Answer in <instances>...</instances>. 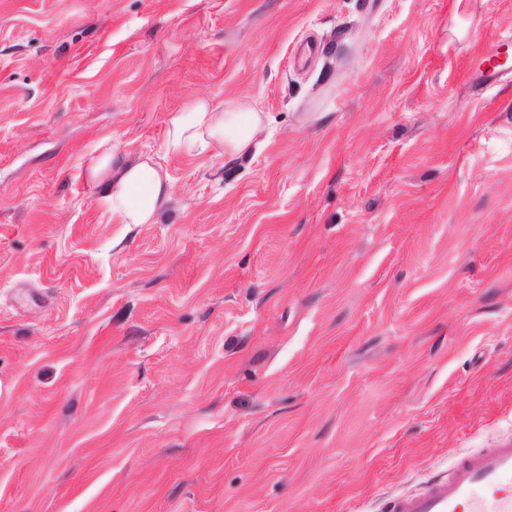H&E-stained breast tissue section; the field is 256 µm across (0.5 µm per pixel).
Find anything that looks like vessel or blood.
<instances>
[{"instance_id":"vessel-or-blood-1","label":"vessel or blood","mask_w":512,"mask_h":512,"mask_svg":"<svg viewBox=\"0 0 512 512\" xmlns=\"http://www.w3.org/2000/svg\"><path fill=\"white\" fill-rule=\"evenodd\" d=\"M386 512H512V443L460 457L447 476L391 498Z\"/></svg>"}]
</instances>
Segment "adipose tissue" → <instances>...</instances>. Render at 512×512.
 <instances>
[{
  "label": "adipose tissue",
  "mask_w": 512,
  "mask_h": 512,
  "mask_svg": "<svg viewBox=\"0 0 512 512\" xmlns=\"http://www.w3.org/2000/svg\"><path fill=\"white\" fill-rule=\"evenodd\" d=\"M268 117L252 104L231 100L214 105L198 96L169 119L165 150L170 155L200 156L211 151L237 158L254 151ZM85 169L99 203L120 224H154L171 199V181L151 155L125 160L110 146L87 162Z\"/></svg>",
  "instance_id": "ef3b65f1"
}]
</instances>
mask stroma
Here are the masks:
<instances>
[{
	"label": "stroma",
	"mask_w": 512,
	"mask_h": 512,
	"mask_svg": "<svg viewBox=\"0 0 512 512\" xmlns=\"http://www.w3.org/2000/svg\"><path fill=\"white\" fill-rule=\"evenodd\" d=\"M512 0H0V512H383L512 443ZM199 95L248 159L169 155ZM158 157L156 224L84 163ZM508 61V58L503 64L494 63L488 69L474 68L470 74L471 84L481 90L494 86L500 80L503 68ZM508 70V69H507ZM267 124L266 113L248 102L231 100L216 106L198 96L170 117L165 150L169 155L187 156L217 151L235 159L260 146L256 139Z\"/></svg>",
	"instance_id": "35a3bbf8"
}]
</instances>
